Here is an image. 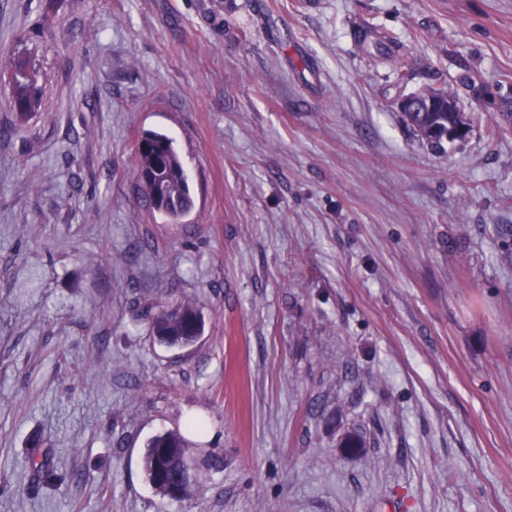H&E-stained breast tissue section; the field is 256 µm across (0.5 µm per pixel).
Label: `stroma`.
I'll return each instance as SVG.
<instances>
[{
  "instance_id": "stroma-1",
  "label": "stroma",
  "mask_w": 512,
  "mask_h": 512,
  "mask_svg": "<svg viewBox=\"0 0 512 512\" xmlns=\"http://www.w3.org/2000/svg\"><path fill=\"white\" fill-rule=\"evenodd\" d=\"M426 88L466 139L405 125ZM509 101L512 0H0V512H512ZM185 300L192 348L137 320ZM167 430L181 503L142 472ZM354 35L359 47L367 54H385V51H392V45L397 47L393 38L378 34L369 24L358 26ZM33 72L26 62H17L14 65L12 85L14 99H30L33 98L35 90V81L28 72ZM432 92H416V96L408 95L402 97L398 103L400 112H409L403 114L405 123L411 128L414 135L419 139L426 141L431 147L439 148L442 146L444 135L450 131L449 125L454 126L458 117L451 112H426L430 109L433 101L445 98L448 101V108L452 112H459L460 121L457 123V133L448 135V140L464 139L470 132V117L460 108L458 103H454L443 89H431ZM434 90V91H433ZM174 141L165 133L143 131L135 150V162L153 210L177 222L191 211L194 200ZM192 480H193L192 462H184L180 467V473H179L178 479L173 480V481L164 482V483L158 482L157 484H151V486L154 488V486L162 484L166 490V496L171 500H175L179 496L180 486L182 484L186 483L187 481L192 482ZM190 484L191 483H186L183 485L179 501H183L188 498L190 487H191Z\"/></svg>"
}]
</instances>
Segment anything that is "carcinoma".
Wrapping results in <instances>:
<instances>
[{
    "label": "carcinoma",
    "mask_w": 512,
    "mask_h": 512,
    "mask_svg": "<svg viewBox=\"0 0 512 512\" xmlns=\"http://www.w3.org/2000/svg\"><path fill=\"white\" fill-rule=\"evenodd\" d=\"M359 47L368 54H383L392 50L397 42L380 35L368 24L357 27L354 32ZM14 98L30 99L34 95L35 83L26 62L14 65ZM405 123L414 135L434 148L442 146L449 126L457 118L450 112H410L403 115ZM137 171L143 178V187L150 205L173 222L191 211L194 200L188 176L180 154L169 135L154 130H145L139 137L135 150ZM199 315L189 302L174 307L147 305L140 308L138 319L144 322L156 339L170 337L187 348L199 341V332L190 326V319ZM187 458V451L180 433L165 431L154 435L147 443L142 456V471L146 481L167 471L173 458Z\"/></svg>",
    "instance_id": "carcinoma-1"
}]
</instances>
